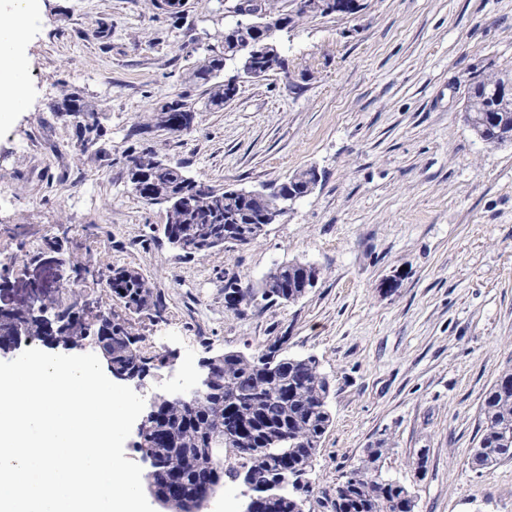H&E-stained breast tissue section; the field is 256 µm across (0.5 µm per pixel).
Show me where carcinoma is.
Returning <instances> with one entry per match:
<instances>
[{
  "instance_id": "obj_1",
  "label": "carcinoma",
  "mask_w": 512,
  "mask_h": 512,
  "mask_svg": "<svg viewBox=\"0 0 512 512\" xmlns=\"http://www.w3.org/2000/svg\"><path fill=\"white\" fill-rule=\"evenodd\" d=\"M271 25L277 30L292 28L307 17L326 16L322 0H302L305 6L288 12L263 0ZM267 45L277 51L274 34L254 32L234 25L224 29L221 46L208 48V56L194 68L195 82L206 87L207 107H222L237 94V87L215 81L226 62L241 59L260 66L265 59L256 46ZM512 85L506 71L483 66L473 72L467 89L465 111L470 129L485 142L502 146L512 144V96L503 93ZM57 112L71 119L79 136L103 135L99 113L77 91L63 95ZM155 126L170 133L189 131L195 109L182 100L176 106L167 102L152 116ZM129 180L133 191L148 204L166 208L167 239L176 238L186 246L183 255L191 257L210 252L226 244L244 246L262 235L261 217L282 207L290 191L300 194L316 183L314 170L305 169L278 185L277 193L243 197L236 190L214 188L186 176L183 171L145 148L129 157ZM110 294L124 309L133 312L163 309L148 281L128 267H110L102 272ZM317 272L296 264L271 268L255 287L240 288L229 280L224 294L246 305L292 303L314 288ZM68 278L48 297L53 307H65L75 316L68 330L54 334L44 324L30 320L24 340L76 344L87 338L106 343L112 364L143 368L150 359L142 355L140 337L124 315L103 309L89 315ZM22 307L0 301V342L13 340L15 323ZM331 382L313 356L285 354L274 344L257 356L226 352L216 363V380L204 393L185 401L159 395L136 448L157 459L158 470L143 475V486H161V475L173 480L181 492L173 493L163 508L166 512H202V503L214 496L220 485L215 473L223 471L231 479H242L246 486L265 490L271 484L280 488L276 496L263 498L258 512H303L302 495L311 493L310 485L299 479L313 467L322 441L333 423L329 398ZM388 451L385 439H379L350 465L327 499L331 512H414L415 496L405 484L383 471ZM512 460V365L504 369L492 384L481 406L480 436L471 450L470 464L476 471Z\"/></svg>"
}]
</instances>
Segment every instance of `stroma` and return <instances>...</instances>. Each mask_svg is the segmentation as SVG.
<instances>
[{
    "label": "stroma",
    "mask_w": 512,
    "mask_h": 512,
    "mask_svg": "<svg viewBox=\"0 0 512 512\" xmlns=\"http://www.w3.org/2000/svg\"><path fill=\"white\" fill-rule=\"evenodd\" d=\"M42 0L26 34L28 104L0 128V275L56 237L91 268L128 266L164 308L131 315L151 357L145 396L183 393L202 358L282 342L315 356L332 385L333 424L308 477L306 512L363 448L387 439L384 469L413 487L415 512H512V461L469 457L486 391L512 365V145L463 120L473 71L512 70V0H360L351 15L309 17L275 34L284 67L205 108L192 69L236 20L238 0ZM78 91L105 135L79 151L55 111ZM181 98L190 132L135 134ZM145 147L215 188L320 180L263 236L186 257L166 214L139 198L128 156ZM310 262L315 288L292 304L224 306V284ZM424 477H417L418 452Z\"/></svg>",
    "instance_id": "1"
}]
</instances>
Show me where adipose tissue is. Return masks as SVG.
Segmentation results:
<instances>
[{
    "label": "adipose tissue",
    "instance_id": "obj_1",
    "mask_svg": "<svg viewBox=\"0 0 512 512\" xmlns=\"http://www.w3.org/2000/svg\"><path fill=\"white\" fill-rule=\"evenodd\" d=\"M41 0H6L0 6V123L10 122L25 109L28 66L22 32L40 13Z\"/></svg>",
    "mask_w": 512,
    "mask_h": 512
}]
</instances>
